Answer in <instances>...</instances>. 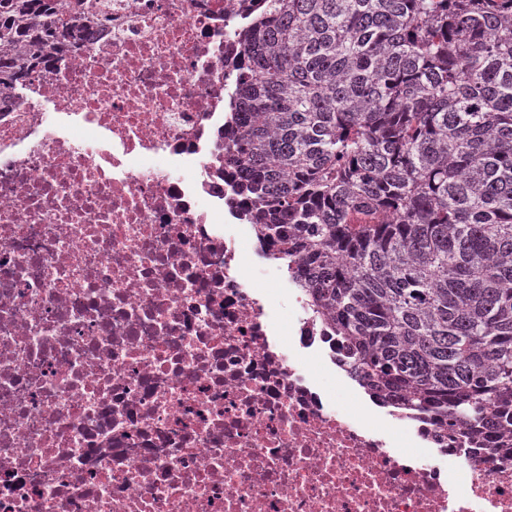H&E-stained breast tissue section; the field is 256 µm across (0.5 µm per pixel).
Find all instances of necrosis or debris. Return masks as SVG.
I'll return each mask as SVG.
<instances>
[{"label": "necrosis or debris", "instance_id": "1", "mask_svg": "<svg viewBox=\"0 0 512 512\" xmlns=\"http://www.w3.org/2000/svg\"><path fill=\"white\" fill-rule=\"evenodd\" d=\"M87 3L0 111V512H512V438L346 415L308 369L359 387L344 348L256 279L224 99L259 0ZM395 442L401 448H393L399 455L413 454L422 458L424 461H432L438 459L437 453L432 448H419L418 445L412 443L402 429L397 428L395 434Z\"/></svg>", "mask_w": 512, "mask_h": 512}]
</instances>
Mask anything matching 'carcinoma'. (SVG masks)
<instances>
[{"label": "carcinoma", "mask_w": 512, "mask_h": 512, "mask_svg": "<svg viewBox=\"0 0 512 512\" xmlns=\"http://www.w3.org/2000/svg\"><path fill=\"white\" fill-rule=\"evenodd\" d=\"M89 19L0 0V94ZM238 38L229 161L346 367L512 436V0H267Z\"/></svg>", "instance_id": "obj_1"}]
</instances>
